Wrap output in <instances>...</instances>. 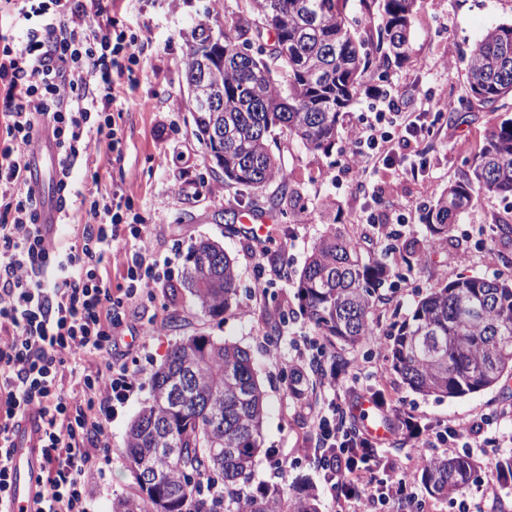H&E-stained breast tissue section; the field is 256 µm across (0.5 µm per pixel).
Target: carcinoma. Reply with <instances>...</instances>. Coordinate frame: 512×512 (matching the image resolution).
<instances>
[{"mask_svg": "<svg viewBox=\"0 0 512 512\" xmlns=\"http://www.w3.org/2000/svg\"><path fill=\"white\" fill-rule=\"evenodd\" d=\"M347 0H248V10L272 31L275 49L242 57L232 33L240 21L224 19L223 40L188 35L186 81L209 60L205 87L189 94L196 136L224 182L259 192L284 177L271 153L273 129L310 151L329 153L339 138L340 113L350 105L368 71L370 50L400 64L409 59L417 0H381L372 18L376 41L359 40L344 15ZM468 95L494 107L512 94V23L488 29L467 61ZM224 126V140L209 134ZM483 197L512 198V118L483 139L469 174L441 191L427 213L428 243L448 244L456 219ZM182 286L202 312L219 317L238 296V273L217 243L190 249ZM383 260L362 261L355 243L334 227L314 247L303 268L297 296L320 335L354 347L371 335L375 295L391 276ZM394 371L424 395L462 397L496 385L512 371V280L461 277L433 289L403 321L390 343ZM190 377L194 394L173 399L175 382ZM152 400L139 411L127 437L131 470L145 466L159 478L146 487L135 480L112 512H319L317 487L303 480L253 489L262 450L265 393L251 351L209 336L175 344L151 376ZM476 461L466 455L440 457L418 474L427 491L450 498L465 489ZM496 476L512 486V454L495 464ZM220 483L216 500L203 483Z\"/></svg>", "mask_w": 512, "mask_h": 512, "instance_id": "obj_1", "label": "carcinoma"}]
</instances>
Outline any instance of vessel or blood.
<instances>
[{
	"label": "vessel or blood",
	"mask_w": 512,
	"mask_h": 512,
	"mask_svg": "<svg viewBox=\"0 0 512 512\" xmlns=\"http://www.w3.org/2000/svg\"><path fill=\"white\" fill-rule=\"evenodd\" d=\"M27 180L36 191L40 205L39 223L49 230V239H56V231L64 218L58 182V148L50 129H43L25 148ZM39 434L26 425L16 434L9 450L11 466L12 512H34L41 491L38 477L41 470Z\"/></svg>",
	"instance_id": "obj_1"
}]
</instances>
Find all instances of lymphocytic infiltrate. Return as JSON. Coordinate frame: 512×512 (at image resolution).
<instances>
[{
    "label": "lymphocytic infiltrate",
    "instance_id": "lymphocytic-infiltrate-1",
    "mask_svg": "<svg viewBox=\"0 0 512 512\" xmlns=\"http://www.w3.org/2000/svg\"><path fill=\"white\" fill-rule=\"evenodd\" d=\"M14 16L27 25L23 39L0 32V512L10 509L8 450L31 418L41 432L36 512H88V487L99 473L93 451L108 447L111 412L140 384L118 340L124 301L163 273L150 250L149 225L131 217L130 199L119 190L79 194L81 233L68 250L49 247L26 183L24 148L51 124L60 148L58 188L66 194L75 167L112 161L122 116L114 86L138 60L143 41L119 30L112 0H19ZM431 131L428 120L375 113L349 130L353 150L342 171L360 178L383 158L418 175L421 164L393 142ZM131 238L139 243L132 253ZM108 254L125 270L115 291L99 270ZM89 356L98 362L91 373L79 368ZM309 366L331 395L315 416L310 455L338 512H372L410 488L411 476L378 478V443L357 425L360 394L326 360ZM399 420L422 447L437 440L452 453L490 425L486 418L449 425L429 439L411 415Z\"/></svg>",
    "mask_w": 512,
    "mask_h": 512
}]
</instances>
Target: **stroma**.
Wrapping results in <instances>:
<instances>
[{
  "label": "stroma",
  "instance_id": "1",
  "mask_svg": "<svg viewBox=\"0 0 512 512\" xmlns=\"http://www.w3.org/2000/svg\"><path fill=\"white\" fill-rule=\"evenodd\" d=\"M247 13L246 0H115L112 15L127 33L146 35L148 46L135 71V86L121 85L118 108L122 162L78 168L73 188L101 192L122 189L152 226V253L169 259L167 279L150 285L126 310L128 326L152 318L159 333L146 339L133 354L132 367L140 386L107 423L112 462L103 466L89 488L90 512H112V501L131 491L134 483L125 457L132 420L152 398L150 378L168 350L190 336H210L250 349L256 360L258 380L266 395L263 452L255 470V484L292 485L306 479L319 491L320 512H336L323 472L306 456L312 447L313 412L326 398L315 380H307L306 399L289 390L290 376L275 363L276 356L294 357L305 338L345 363L347 374L358 377L363 392L382 390L389 404L413 414L431 428L491 418L497 427L495 454L480 456L481 467L465 490L467 498L481 499L485 487L496 486V512H512V489L497 486L491 474L496 457L512 453V374L494 387L459 398L425 396L413 391L396 373L387 344L398 325L409 318L417 302L431 288L459 275L512 278V199L485 197L464 212L453 226L446 248L425 243L426 213L436 193L462 180L485 134L502 118L512 115V95L496 108L468 101L458 112L434 111L435 103L466 99L467 56L470 48L492 26L512 23V0H418L411 29L412 52L402 65L375 62L365 74L353 103L341 112L342 131L333 152L323 155L307 150L287 133L274 132L270 148L280 160L285 178L252 193L225 185L211 171L204 146L194 134L188 110L186 36L200 22H223L228 16ZM394 101L405 112H425L434 122V133L411 141L410 155L427 163L424 175L403 174L400 167L370 165L364 180L340 174L348 147L346 131L361 124L369 112L385 101ZM301 197L302 209L288 215L272 203L284 189ZM253 213L274 224L288 242L287 254L260 253L250 238L233 231L234 216ZM403 214L397 250H389L379 224ZM344 228L364 260L387 258L394 274L379 289L372 310L377 337L354 347H341L318 336L300 309L299 275L315 245L332 226ZM489 229L497 254L488 264L481 247L479 228ZM203 239L219 243L233 260L239 278V296L222 317L205 315L188 289L182 288L192 245ZM263 264L269 285L263 295H253L254 267ZM280 325L272 337V325ZM383 475L393 478L421 471L427 456L416 439L392 433L382 446Z\"/></svg>",
  "mask_w": 512,
  "mask_h": 512
}]
</instances>
